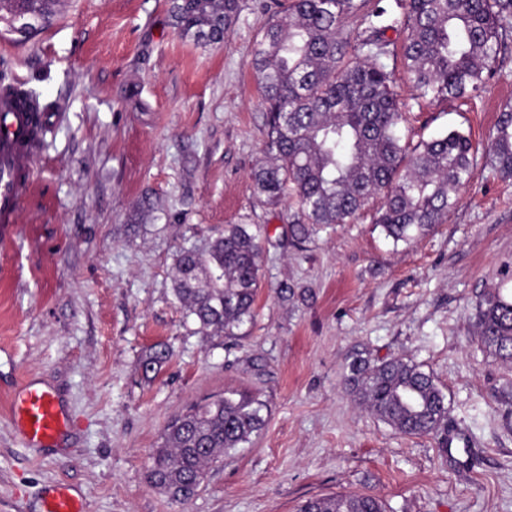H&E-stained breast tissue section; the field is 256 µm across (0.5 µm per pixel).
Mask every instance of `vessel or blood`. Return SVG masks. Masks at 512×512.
I'll use <instances>...</instances> for the list:
<instances>
[{"label":"vessel or blood","mask_w":512,"mask_h":512,"mask_svg":"<svg viewBox=\"0 0 512 512\" xmlns=\"http://www.w3.org/2000/svg\"><path fill=\"white\" fill-rule=\"evenodd\" d=\"M49 124L46 112L34 109L17 87L0 89V238L9 236L22 200L35 187L31 159ZM14 420L26 442L50 446L65 433L68 421L48 391L27 385L16 396ZM42 512H83L70 492L52 487L42 497Z\"/></svg>","instance_id":"obj_1"}]
</instances>
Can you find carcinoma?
<instances>
[{"label": "carcinoma", "mask_w": 512, "mask_h": 512, "mask_svg": "<svg viewBox=\"0 0 512 512\" xmlns=\"http://www.w3.org/2000/svg\"><path fill=\"white\" fill-rule=\"evenodd\" d=\"M55 0H14L8 10L35 28ZM410 35L402 58L413 96L434 99L477 92L496 72L501 31L512 25V0H400ZM238 0H171L184 35L207 45L222 41L237 19ZM363 14L369 35L349 49L346 20ZM387 9L381 0H287L253 44L249 65L266 107V154L251 175L253 193L268 205L288 201V232L305 242L319 224H347L369 200L382 199L375 223L395 242L444 223L453 198L477 174L469 137L456 129L410 146L381 58ZM488 163L512 177V102L491 138ZM260 224H226L206 247H180L172 279L186 317L217 337L236 336L253 321L261 280ZM475 336L503 364H512V296L491 286L475 306ZM164 345L141 358L143 375L169 360ZM345 383L383 423L406 436H431L448 447L443 391L420 366L402 357L373 360L355 353ZM258 396L228 391L194 404L167 424L147 480L173 500H192L206 468L249 442L265 425ZM299 512H385L368 495L334 494L302 503Z\"/></svg>", "instance_id": "carcinoma-1"}]
</instances>
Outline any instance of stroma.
<instances>
[{"label": "stroma", "mask_w": 512, "mask_h": 512, "mask_svg": "<svg viewBox=\"0 0 512 512\" xmlns=\"http://www.w3.org/2000/svg\"><path fill=\"white\" fill-rule=\"evenodd\" d=\"M274 3L238 0L214 46L179 33L169 0H57L26 35L0 16V77L52 116L32 164L44 192L23 200L0 243V512H40L50 485L79 494L85 512H297L333 494L371 495L387 512H512V364L473 327L487 287L512 291V178L484 154L512 100V27L480 91L415 99L397 85L410 143L455 127L479 150L445 223L396 243L373 200L299 245L287 205L250 187L266 131L249 59ZM227 224L267 227L262 286L242 335L212 338L184 319L172 266L178 246ZM156 343L173 357L149 381L139 361ZM357 351L433 374L447 452L356 403L344 374ZM25 384L69 418L53 446L25 445L11 417ZM227 390L266 401V424L190 503L172 501L146 479L151 453L174 415Z\"/></svg>", "instance_id": "stroma-1"}]
</instances>
